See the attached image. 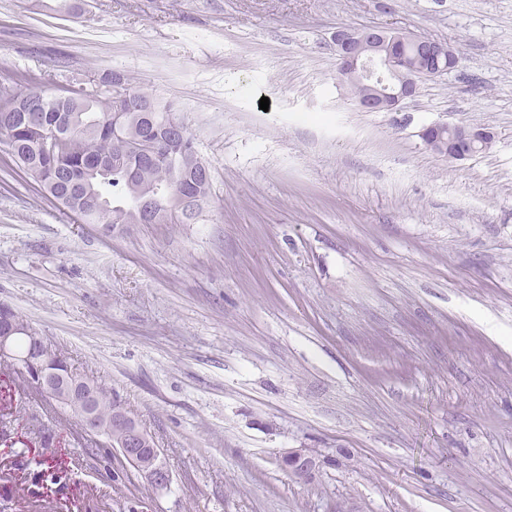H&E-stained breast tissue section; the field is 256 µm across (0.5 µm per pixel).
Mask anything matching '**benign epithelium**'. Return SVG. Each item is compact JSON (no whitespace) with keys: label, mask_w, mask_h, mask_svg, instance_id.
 I'll return each instance as SVG.
<instances>
[{"label":"benign epithelium","mask_w":512,"mask_h":512,"mask_svg":"<svg viewBox=\"0 0 512 512\" xmlns=\"http://www.w3.org/2000/svg\"><path fill=\"white\" fill-rule=\"evenodd\" d=\"M411 41L420 45L421 61H446L450 71L456 67L458 57L445 41L378 27L336 30L334 45L338 74L347 81L366 82L373 89L372 97L357 101L360 110L392 112L417 94V74H408L407 60L399 53V46ZM422 140L429 148L446 152L456 160H465L473 156L478 147L493 144L495 135L490 130L446 122L426 127ZM15 333L13 327L0 331V356L5 359L16 357ZM22 368L31 372L39 389L69 405L78 414L81 435H102L111 440L115 453L149 486L155 490L168 488L170 470L160 449L136 419L121 407L108 421H101L96 412L97 391L74 377L62 357H50L42 347L35 358H24ZM114 429L119 432L115 441L112 440ZM281 464L291 476L308 481L319 473L325 457L311 448H291L281 456Z\"/></svg>","instance_id":"benign-epithelium-1"}]
</instances>
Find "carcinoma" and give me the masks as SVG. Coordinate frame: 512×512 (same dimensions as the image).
<instances>
[{"mask_svg": "<svg viewBox=\"0 0 512 512\" xmlns=\"http://www.w3.org/2000/svg\"><path fill=\"white\" fill-rule=\"evenodd\" d=\"M0 95V143L15 165L45 196L85 224H140L139 206L151 207L157 224H192L212 187L208 164L198 155L184 124L170 130L173 107L125 79L128 99L124 133L131 142L114 161L112 138L116 91L73 79L53 94L32 88L37 77L11 75ZM55 147L42 148L45 137ZM19 329L14 351L30 354L29 322L17 311L0 308V328Z\"/></svg>", "mask_w": 512, "mask_h": 512, "instance_id": "obj_1", "label": "carcinoma"}]
</instances>
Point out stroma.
I'll list each match as a JSON object with an SVG mask.
<instances>
[{
    "mask_svg": "<svg viewBox=\"0 0 512 512\" xmlns=\"http://www.w3.org/2000/svg\"><path fill=\"white\" fill-rule=\"evenodd\" d=\"M54 4L0 0V90L127 75L176 103L212 194L192 224H83L0 144V304L115 392L172 474L156 491L106 438L87 454L0 374V512H512V0ZM341 27L459 63L364 112ZM438 122L494 145L446 160L421 138ZM291 448L330 463L298 480Z\"/></svg>",
    "mask_w": 512,
    "mask_h": 512,
    "instance_id": "stroma-1",
    "label": "stroma"
}]
</instances>
